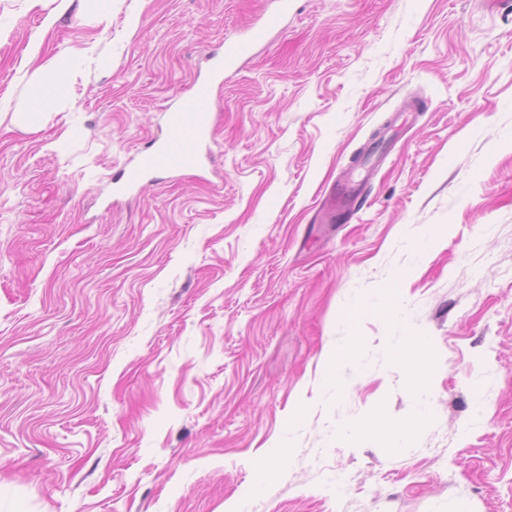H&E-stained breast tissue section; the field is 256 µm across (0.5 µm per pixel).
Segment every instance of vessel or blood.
Wrapping results in <instances>:
<instances>
[{
	"instance_id": "b4317fda",
	"label": "vessel or blood",
	"mask_w": 512,
	"mask_h": 512,
	"mask_svg": "<svg viewBox=\"0 0 512 512\" xmlns=\"http://www.w3.org/2000/svg\"><path fill=\"white\" fill-rule=\"evenodd\" d=\"M287 12L288 0H279L277 10L262 14L242 35L224 41L222 50L211 58L208 75L196 80L192 95L167 109L165 122L171 130L170 135L148 143L134 163L119 170L112 179L115 192L140 190L147 177L153 174L205 168L202 147L214 136L213 94L216 85L222 84L225 75L236 69L239 61L249 56L256 45L266 41L270 33L280 27ZM354 195V190L345 186L333 190L320 213L322 221H329L336 212L345 210Z\"/></svg>"
}]
</instances>
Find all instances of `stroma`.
I'll return each mask as SVG.
<instances>
[{
    "instance_id": "obj_1",
    "label": "stroma",
    "mask_w": 512,
    "mask_h": 512,
    "mask_svg": "<svg viewBox=\"0 0 512 512\" xmlns=\"http://www.w3.org/2000/svg\"><path fill=\"white\" fill-rule=\"evenodd\" d=\"M275 6L70 0L48 26L0 0V512H512V11L290 0L216 92L215 175L112 194L209 52ZM35 40L85 56L18 128ZM351 174L367 203L317 223ZM422 224L442 235L419 263ZM362 296L381 308L347 320ZM411 335L424 395L385 348ZM425 409L406 448L336 433Z\"/></svg>"
}]
</instances>
